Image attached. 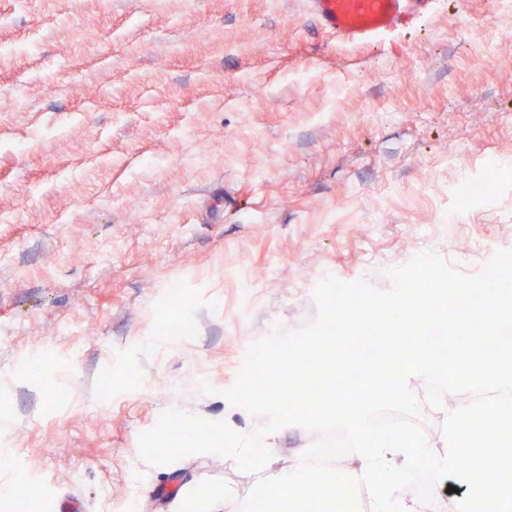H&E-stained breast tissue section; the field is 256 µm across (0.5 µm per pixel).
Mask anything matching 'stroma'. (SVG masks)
Here are the masks:
<instances>
[{"label":"stroma","instance_id":"35a3bbf8","mask_svg":"<svg viewBox=\"0 0 512 512\" xmlns=\"http://www.w3.org/2000/svg\"><path fill=\"white\" fill-rule=\"evenodd\" d=\"M0 512H171L251 474L140 458L176 406L221 395L323 278L431 252L465 274L512 248V10L435 0L371 44L308 0H0ZM183 292L180 308L169 289ZM217 392L202 394L200 380ZM35 489L30 510L14 494Z\"/></svg>","mask_w":512,"mask_h":512}]
</instances>
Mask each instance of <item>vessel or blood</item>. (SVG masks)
Returning a JSON list of instances; mask_svg holds the SVG:
<instances>
[{
	"mask_svg": "<svg viewBox=\"0 0 512 512\" xmlns=\"http://www.w3.org/2000/svg\"><path fill=\"white\" fill-rule=\"evenodd\" d=\"M429 0H309L319 25L341 40L367 44L399 29L410 10H424Z\"/></svg>",
	"mask_w": 512,
	"mask_h": 512,
	"instance_id": "1",
	"label": "vessel or blood"
}]
</instances>
